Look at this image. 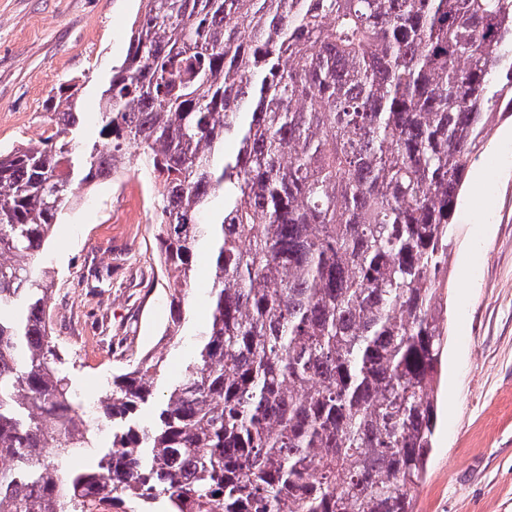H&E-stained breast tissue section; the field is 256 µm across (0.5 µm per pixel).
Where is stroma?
Listing matches in <instances>:
<instances>
[{"label": "stroma", "instance_id": "1", "mask_svg": "<svg viewBox=\"0 0 512 512\" xmlns=\"http://www.w3.org/2000/svg\"><path fill=\"white\" fill-rule=\"evenodd\" d=\"M140 0H0V152L38 143L59 86L77 83L78 108L99 111L125 57ZM448 257L447 353L438 426L417 512H512V120H493L472 163ZM42 259L56 270L49 315L64 369L82 400L153 352L164 379L138 419L152 422L192 350L164 338L169 301L157 257L155 184L118 166L82 185Z\"/></svg>", "mask_w": 512, "mask_h": 512}]
</instances>
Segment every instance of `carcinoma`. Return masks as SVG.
Returning a JSON list of instances; mask_svg holds the SVG:
<instances>
[{"label":"carcinoma","mask_w":512,"mask_h":512,"mask_svg":"<svg viewBox=\"0 0 512 512\" xmlns=\"http://www.w3.org/2000/svg\"><path fill=\"white\" fill-rule=\"evenodd\" d=\"M144 2L94 140L61 88L51 135L0 154V512H414L450 228L512 116V0ZM130 148L161 186L163 336L190 321L202 250L211 314L153 423L163 356L112 377V448L72 469L91 418L38 258L74 184Z\"/></svg>","instance_id":"carcinoma-1"}]
</instances>
